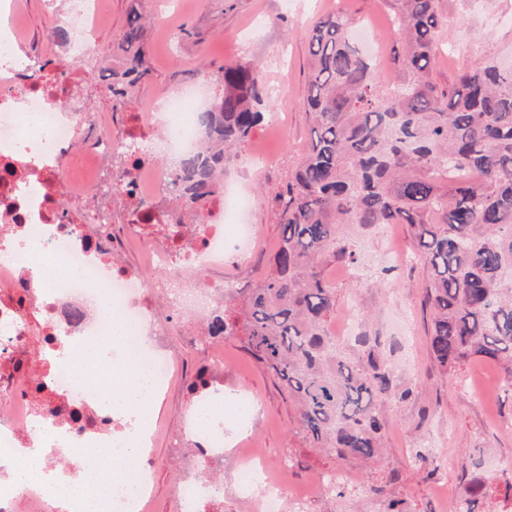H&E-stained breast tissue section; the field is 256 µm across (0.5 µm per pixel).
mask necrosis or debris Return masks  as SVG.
I'll use <instances>...</instances> for the list:
<instances>
[{
  "instance_id": "necrosis-or-debris-1",
  "label": "necrosis or debris",
  "mask_w": 512,
  "mask_h": 512,
  "mask_svg": "<svg viewBox=\"0 0 512 512\" xmlns=\"http://www.w3.org/2000/svg\"><path fill=\"white\" fill-rule=\"evenodd\" d=\"M8 33L0 36V476L38 456L43 471L75 477V462L88 448L126 447L115 467L141 484L134 507L125 489L112 491L110 512H147L149 465L156 436L167 422L155 402L145 403L136 424L115 418L94 400L83 383L87 371L107 379L112 369L92 356L110 342L114 317L128 325L122 352L150 375L155 394L177 377L175 355L165 341L170 327L157 310L190 316L195 335L204 337L209 359L204 377L219 381L221 337L209 334L213 314L224 301V278L195 277L202 265L223 268L227 249L248 257L256 243L249 224L227 244L224 225L244 209L245 198L218 183L203 207L204 220L186 223L185 182L177 162L204 153L197 112L210 109L221 80L213 74L188 90L161 92L134 121L81 111L73 91L44 77L43 60L19 56L24 0H7ZM141 162L117 167L133 150ZM81 204V223L64 214L61 199ZM124 232L116 236L113 225ZM141 224H162L166 234L141 242L136 266L123 260L130 241L140 240ZM220 397L194 402L186 431L201 461L199 472L178 490V512H200L212 494L210 466L224 438L211 420ZM66 439L73 458L57 468L47 436ZM262 461L247 453L240 460L241 490L255 512H305L307 498L268 482L254 492Z\"/></svg>"
}]
</instances>
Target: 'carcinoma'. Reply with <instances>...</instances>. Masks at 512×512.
I'll list each match as a JSON object with an SVG mask.
<instances>
[{
	"label": "carcinoma",
	"mask_w": 512,
	"mask_h": 512,
	"mask_svg": "<svg viewBox=\"0 0 512 512\" xmlns=\"http://www.w3.org/2000/svg\"><path fill=\"white\" fill-rule=\"evenodd\" d=\"M394 13L396 85L383 86L376 63L350 37V18L322 17L308 31L310 67L303 107L313 139L286 195L269 269L238 298L224 297L212 327L243 336L299 411L311 448L342 460L382 455L384 423L376 400L392 390L389 368L368 356L353 365L330 335L335 287L321 266L356 262L348 231L387 224L412 228L428 270L430 351L445 370L475 357L512 377V69L494 58L459 73L443 90L431 73L441 45L440 0H388ZM143 7H134L101 70L112 71V98L149 76ZM224 94L198 114L211 159L180 160L199 172L187 207L213 192V162L245 144L268 100L256 67H217Z\"/></svg>",
	"instance_id": "carcinoma-1"
}]
</instances>
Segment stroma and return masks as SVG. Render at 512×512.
<instances>
[{"label": "stroma", "instance_id": "stroma-1", "mask_svg": "<svg viewBox=\"0 0 512 512\" xmlns=\"http://www.w3.org/2000/svg\"><path fill=\"white\" fill-rule=\"evenodd\" d=\"M72 0H26L22 21L21 54L39 53L51 59L58 52L49 33L56 12ZM107 25L90 38L96 44L91 57L74 60L68 77L81 86L91 112L128 114L149 105L164 87L190 84L202 63L256 64L263 81L283 84L282 97L272 100L271 111L286 115L285 129L257 127L248 148L270 155L272 164L244 168L232 157L226 178L243 182L253 199L248 221L258 231V247L250 259L228 254L224 275L237 290L255 287L266 271L267 258L280 233L277 196L288 183L310 140V126L301 101L305 93L310 58L303 37L306 27L327 12H345L355 24L371 25L381 43L379 63L393 74L390 11L386 0H166L165 24L148 25L144 42L150 75L137 89V101L114 104L108 81L99 67L100 57L111 54L126 23L130 0H106ZM451 19L443 35L446 54L440 55L433 76L440 87L451 85L456 75L489 57L512 61V0H442ZM263 26L252 27L255 15ZM359 264L374 267L371 277L344 278L343 266L329 262L325 277L336 286V311L330 332H336L346 308L359 305L363 318L354 335L339 343L354 360L367 354L388 365L396 390L413 386L410 399L384 398L379 414L385 423L382 457L374 462L341 461L309 447L297 429L296 406L282 394L271 374L245 349L240 336L225 337L224 404L221 408L224 439L228 447L222 464L215 467L221 486L219 497L209 500L206 512H246L238 493L236 450L260 443L274 477L289 489L311 495L310 512H390L398 501L402 512H449L456 497L469 496L472 512H512V473L496 468L499 459L512 456V379L494 361L481 358L448 372L432 360L429 349V312L423 304L426 269L417 258L393 264L388 249L414 248L409 225H390L351 231ZM204 351L185 350L180 355L179 381L161 394L159 408L170 421L166 437L153 450L150 512H176V493L182 479L193 476L200 465L184 436L185 411L192 401L188 385L203 363ZM252 395L257 409L252 430L240 434L237 414L242 395ZM432 444L434 473L406 464L404 451ZM290 459L287 472L277 471ZM352 469L366 490L347 488L317 495L315 481L327 470Z\"/></svg>", "mask_w": 512, "mask_h": 512}]
</instances>
